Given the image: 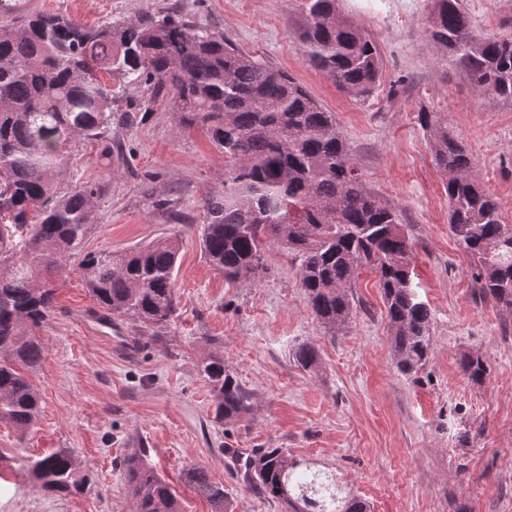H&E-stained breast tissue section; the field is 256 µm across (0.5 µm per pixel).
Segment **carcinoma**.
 I'll return each mask as SVG.
<instances>
[{
    "label": "carcinoma",
    "instance_id": "carcinoma-1",
    "mask_svg": "<svg viewBox=\"0 0 512 512\" xmlns=\"http://www.w3.org/2000/svg\"><path fill=\"white\" fill-rule=\"evenodd\" d=\"M297 31L312 67L355 96L382 76L375 43L342 15L336 0H304ZM0 421L19 431L37 419L41 398L29 375L45 343L38 329L54 304L52 278L78 255L94 223L97 184L55 190L67 168L63 145L106 140L103 156L121 151L106 134L138 112L172 106L178 124L202 128L224 153V181L203 200L201 248L224 279L269 272L275 239L293 252L300 287L331 336L356 312L352 293L363 269L378 278L397 367L418 372L432 348L431 313L411 279V244L398 212L368 188L334 113L288 72L240 49L224 33L176 14L88 27L60 15L19 13L0 0ZM430 36L456 57L483 96L512 100V35L474 34L462 0H435ZM134 76L148 95L114 109L106 75ZM433 161L446 174L450 230L471 256L479 297L512 316V224L475 173L465 146L436 112L418 113ZM179 244L161 237L122 251L87 253L79 261L85 287L109 314L137 323L141 334L168 327L178 311L173 288ZM463 370L480 383L487 366L467 356ZM215 399V418L234 421L252 397L210 353L198 369ZM124 464L134 512H181L168 483L144 460ZM39 487L82 491L89 475L60 449L27 465ZM247 480L287 512H370L341 495L336 479L262 448L240 467ZM212 512H230L224 485L202 467L187 472Z\"/></svg>",
    "mask_w": 512,
    "mask_h": 512
}]
</instances>
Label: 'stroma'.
<instances>
[{"instance_id": "stroma-1", "label": "stroma", "mask_w": 512, "mask_h": 512, "mask_svg": "<svg viewBox=\"0 0 512 512\" xmlns=\"http://www.w3.org/2000/svg\"><path fill=\"white\" fill-rule=\"evenodd\" d=\"M89 26L175 11L224 33L244 51L293 75L329 111L368 187L398 211L412 245L413 283L431 311L432 350L417 374L396 367L376 276L362 271L357 312L327 335L312 314L297 264L277 242L269 274L225 282L200 247L202 202L224 178V156L197 127L158 106L141 123L116 126L121 155L77 141L56 184L101 182L96 219L81 252L119 251L174 237L179 316L157 336L117 320L113 335L87 321L98 305L77 260L57 277L41 328L46 352L30 379L41 414L26 432L0 422V512H133L123 462L135 450L174 489L182 512H211L187 480L205 467L232 512H284L245 482L233 460L259 448L335 475L372 512H512V321L479 298L473 265L449 228L445 176L434 164L420 111L440 113L471 156L483 186L512 224V101L477 93L455 56L428 32L434 0H338L377 45L382 78L356 97L305 62L296 30L302 0H20ZM476 34L512 32V0H462ZM314 347L317 368L295 360ZM211 351L254 395L233 423L214 418L198 373ZM482 356L487 375L462 370ZM70 449L90 477L84 491L39 490L22 470Z\"/></svg>"}]
</instances>
